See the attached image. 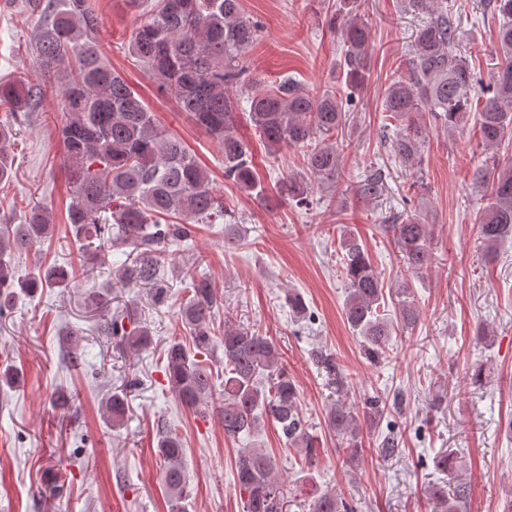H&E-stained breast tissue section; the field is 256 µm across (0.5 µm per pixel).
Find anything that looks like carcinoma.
Here are the masks:
<instances>
[{
  "instance_id": "carcinoma-1",
  "label": "carcinoma",
  "mask_w": 512,
  "mask_h": 512,
  "mask_svg": "<svg viewBox=\"0 0 512 512\" xmlns=\"http://www.w3.org/2000/svg\"><path fill=\"white\" fill-rule=\"evenodd\" d=\"M141 10V20L127 46L135 59L163 91H172L181 111L216 138L224 152V177L248 194L264 197L265 188L255 176L253 147L237 132L240 115L255 135L275 154L283 148H301L306 171L289 175L276 185V194L310 209L314 186L336 178L341 150L327 139L336 134L345 107L365 81L371 29L361 17V0H343L338 9L342 27L339 75L350 89L346 99L324 91L319 95L301 89L290 78L261 87L249 84L246 54L259 39L262 25L242 9L241 0H129ZM405 9L423 16L415 28L407 72L385 87V117L396 122L388 141L390 156L404 166L422 164V148L432 125L453 133L468 121L473 94L482 93L477 111L481 139L490 150L483 168L474 174L480 188L479 224L486 252L512 237V161L502 162L500 150L512 144V0H486L484 10L497 25V43L504 57L483 79L461 53L454 0H403ZM43 24L34 44L41 67L57 76L62 118L58 138L69 163L72 202L67 223L80 243L83 271L94 275L103 268L114 248H126L125 261L111 269L112 287L149 289L154 303L165 302L169 283L162 258L166 246L187 240L196 224H213L227 216L224 201L210 187V175L189 153L183 141L158 123L142 98L104 60L99 36L104 25L95 0H28ZM35 87L23 82H0V183L13 177L8 150L25 113L35 106ZM247 107H242V103ZM390 172L378 167L366 172L356 185L365 200L382 196ZM229 217V216H227ZM51 230V213L33 206L22 224H0V315L9 310L16 289L31 294L39 288L69 284L71 274L61 267L41 269L27 279H17L15 253L44 241ZM406 268L418 272L431 264L433 228L426 213L408 209L391 225ZM244 238L234 217L224 222V244L234 246ZM342 273L348 285L345 317L360 338L363 355L371 362L382 359L394 327L381 314L386 289L371 265L358 237L342 232L339 241ZM190 298L180 309V320L191 345L171 340L165 350L166 378L174 397L203 417L211 414L224 427V436L258 432L261 422L276 423L286 442L297 449L305 465L316 461L319 439L309 432L297 386L281 362L276 344L268 337L230 321L224 333L215 334L212 315L216 292L211 282L191 271L182 279ZM399 306L397 325L414 328L419 311L409 284L395 288ZM284 303L298 320L310 318L302 295L284 292ZM131 329H126L124 321ZM103 331L121 336L138 352L152 345L147 324L118 311L103 323ZM223 350L222 393H216L212 368L198 356ZM315 364L336 377L337 364L323 349L313 351ZM127 392H112L108 410L112 425H123ZM329 425L345 440L358 460L361 422L345 404L330 410ZM400 451V437L384 435L380 453ZM162 479L171 512H185L190 497L184 468L183 441L176 429L162 428L158 440ZM437 467L448 481L431 490L434 512H459L469 497L466 483L453 476L454 465L441 455ZM235 484L242 512H287V491L275 456L263 448H241L235 461ZM308 512H351L345 498L317 488H295Z\"/></svg>"
}]
</instances>
